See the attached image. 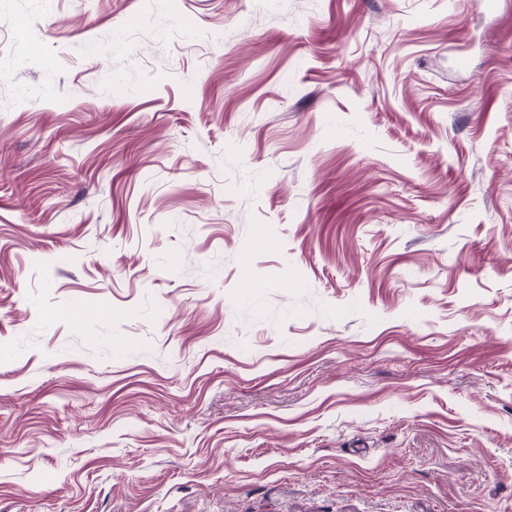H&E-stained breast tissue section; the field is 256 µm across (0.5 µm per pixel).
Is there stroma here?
<instances>
[{"mask_svg":"<svg viewBox=\"0 0 512 512\" xmlns=\"http://www.w3.org/2000/svg\"><path fill=\"white\" fill-rule=\"evenodd\" d=\"M0 512H512V0H0Z\"/></svg>","mask_w":512,"mask_h":512,"instance_id":"stroma-1","label":"stroma"}]
</instances>
